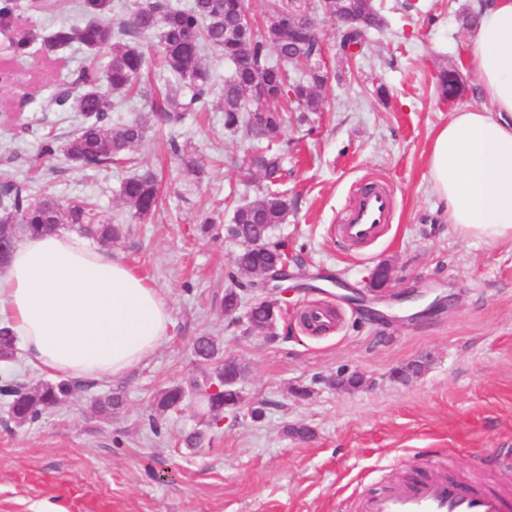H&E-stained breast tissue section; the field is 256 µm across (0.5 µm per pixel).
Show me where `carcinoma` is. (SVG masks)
Wrapping results in <instances>:
<instances>
[{"label":"carcinoma","instance_id":"1","mask_svg":"<svg viewBox=\"0 0 512 512\" xmlns=\"http://www.w3.org/2000/svg\"><path fill=\"white\" fill-rule=\"evenodd\" d=\"M347 6L364 19L362 23L342 28L339 50L347 57H354L353 48L362 46L370 31L381 29L383 18L374 0H348ZM82 9L86 16L83 25L56 29L47 38V44L59 48L78 42L89 52L87 64L54 98L55 105L69 104L80 112L83 122L61 147L53 139L45 138L40 145L43 157L52 158L60 152L77 167L99 169L121 160L133 162L132 153L145 136V125L141 119L133 118L112 126L110 93L144 97L161 113L166 125L178 127L186 113L197 112L206 103L211 74L203 60L205 50H212L233 64L232 73L224 80L222 97L224 128L233 133L240 130L253 140L269 142L288 121L287 113L319 112L325 104L331 77L299 75L294 68L295 63L324 50L322 31L308 18L292 23L286 33L276 25L255 32L243 21L241 4L236 0H190L186 5L174 4L172 0H138L129 18L115 23L107 20L109 0H83ZM151 34L158 38L160 64L174 78L177 87L187 89V95L157 102L145 87L136 86L146 66L139 41ZM101 49L110 50V60L103 71L95 62ZM273 53L282 61L272 62ZM440 89L446 97L460 95L458 74L442 72ZM250 99L266 103L263 120H255L254 113L247 111ZM171 151L182 173H199L200 162L188 148L174 143ZM246 165L260 171L268 186L254 197L258 206L250 208L244 203L236 207L232 223L225 228L229 237L245 242L236 256L235 271L228 274L231 286L224 290L222 307L227 316L241 308L246 287L242 278L254 276L273 260L287 255L284 243L271 240L273 230L285 223L289 210L288 198L273 189L282 177L280 154L268 149L248 158ZM120 195L131 209V218L139 222L150 219L160 202L157 174L148 167L134 172L122 183ZM0 217L17 225L15 240L20 233H39L64 226L106 245L123 232L122 218L105 214L88 199L64 204L52 195L31 194L12 182L0 186ZM281 310L274 299H261L247 318L248 329L259 333L265 325L278 323ZM193 351L210 368L186 387L176 384L159 392L155 413L149 416L148 422L150 431L160 434V417L177 407L186 391H195L206 406L205 429L187 434L183 445L198 449L205 445L209 432L220 428L224 411L234 409L243 400L244 369L231 359L215 362L219 346L211 336L196 337ZM16 355V336L9 328H0V361L9 363ZM13 382L15 379L4 376L3 397L11 418L19 425L38 420L43 410L64 401L79 386L69 379L32 387H13ZM121 403V394L111 392L98 399L95 407L97 412L110 415Z\"/></svg>","mask_w":512,"mask_h":512}]
</instances>
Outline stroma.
I'll list each match as a JSON object with an SVG mask.
<instances>
[{"label": "stroma", "instance_id": "35a3bbf8", "mask_svg": "<svg viewBox=\"0 0 512 512\" xmlns=\"http://www.w3.org/2000/svg\"><path fill=\"white\" fill-rule=\"evenodd\" d=\"M75 2L41 0L34 9L13 0L15 26L32 43L27 54L6 56L14 80L0 83V181L62 201L90 197L124 216L129 164L82 169L61 156L36 157L37 134L63 143L82 121L47 102L85 65L84 48L42 46L54 27L83 24ZM471 9L472 0H382L384 29L371 33L352 65L339 52L340 30L324 26L326 103L277 139L279 188L291 207L274 237L286 242L296 277L272 337L247 333L244 313L228 316L221 306L239 250L224 226L265 186L242 165L257 142L224 127L230 65L208 53L211 93L176 129L144 102L113 94V124L139 117L146 125L135 156L159 171L162 206L151 220L127 224L105 251L162 291L171 336L125 376L80 385L36 423L16 425L0 402V512H337L352 491L381 489L414 469L512 493V244L454 233L428 169L435 131L454 110L483 105L462 23ZM445 70L464 85L448 102L438 84ZM175 143L192 147L198 178L178 174ZM372 182L393 194L390 221L372 241H344L336 226L358 185ZM207 218L213 226L205 234ZM382 262L393 296L370 314L352 297ZM313 305L338 308L330 331L301 325ZM201 334L244 365L247 407L194 452L181 444L202 420L193 397L167 413L160 435L147 419L159 391L201 374L192 350ZM411 363L418 374L395 378ZM341 371L360 376L362 386L326 385ZM297 387L307 396H295ZM111 391L121 393L122 406L97 414L94 401ZM261 401L266 415L252 420L249 408ZM288 425L313 435H287Z\"/></svg>", "mask_w": 512, "mask_h": 512}]
</instances>
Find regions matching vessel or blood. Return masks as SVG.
<instances>
[{"instance_id":"obj_1","label":"vessel or blood","mask_w":512,"mask_h":512,"mask_svg":"<svg viewBox=\"0 0 512 512\" xmlns=\"http://www.w3.org/2000/svg\"><path fill=\"white\" fill-rule=\"evenodd\" d=\"M391 209L386 189L360 196L344 215L339 231L350 241L371 240L387 224ZM351 512H512V499L438 473L410 476L381 492L360 495Z\"/></svg>"}]
</instances>
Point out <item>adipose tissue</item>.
I'll return each instance as SVG.
<instances>
[{"label": "adipose tissue", "mask_w": 512, "mask_h": 512, "mask_svg": "<svg viewBox=\"0 0 512 512\" xmlns=\"http://www.w3.org/2000/svg\"><path fill=\"white\" fill-rule=\"evenodd\" d=\"M473 8L484 104L454 111L436 132L431 187L459 236L512 242V0H475ZM0 322L43 371L103 380L152 356L172 320L159 289L60 228L24 236L0 267Z\"/></svg>", "instance_id": "obj_1"}]
</instances>
